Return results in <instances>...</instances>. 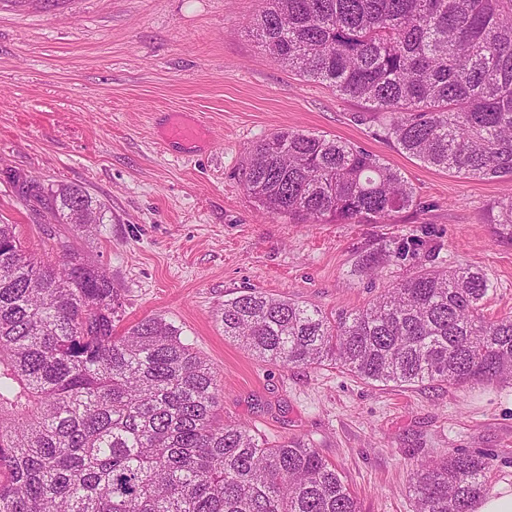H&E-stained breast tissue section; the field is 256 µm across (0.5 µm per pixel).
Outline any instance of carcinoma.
<instances>
[{
	"label": "carcinoma",
	"instance_id": "carcinoma-1",
	"mask_svg": "<svg viewBox=\"0 0 512 512\" xmlns=\"http://www.w3.org/2000/svg\"><path fill=\"white\" fill-rule=\"evenodd\" d=\"M252 30L278 62L342 99L403 153L512 182V0H265ZM246 192L293 224H390L419 206L401 174L324 135L253 146ZM61 224L104 223L87 190L42 195ZM491 224L512 241V195ZM409 252L382 246L371 266ZM470 267L423 269L368 306L328 315L250 291L224 301V337L285 366L366 383L512 379V315L490 319ZM107 275L64 250L29 254L0 224V512H360L335 464L300 439L269 442L219 410L214 372L165 317L118 336ZM487 458L461 450L410 469L415 512H471Z\"/></svg>",
	"mask_w": 512,
	"mask_h": 512
}]
</instances>
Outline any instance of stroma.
I'll return each instance as SVG.
<instances>
[{"instance_id": "35a3bbf8", "label": "stroma", "mask_w": 512, "mask_h": 512, "mask_svg": "<svg viewBox=\"0 0 512 512\" xmlns=\"http://www.w3.org/2000/svg\"><path fill=\"white\" fill-rule=\"evenodd\" d=\"M264 0H0V223L33 254L67 249L101 267L121 302L116 332L163 315L211 364L225 419L274 442L298 438L341 470L361 512H413L409 471L452 450L483 454L490 486L512 483V384L378 386L332 366L285 367L225 339V300L251 290L333 314L429 267L472 266L484 313L512 314V241L491 206L512 184L438 171L398 151L366 106L306 81L249 27ZM197 120L192 143L166 116ZM296 129L362 147L419 205L391 224H292L245 191L248 149ZM60 183L103 202L90 233L52 224L26 195ZM416 241L415 256L363 261ZM203 133L201 126L186 119L181 113H171L165 134L170 140L190 142L198 139Z\"/></svg>"}]
</instances>
